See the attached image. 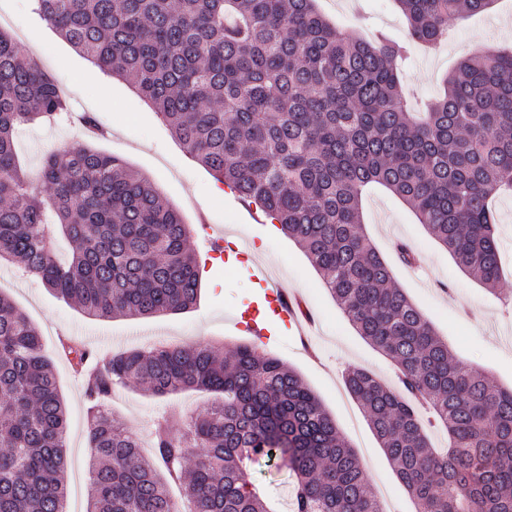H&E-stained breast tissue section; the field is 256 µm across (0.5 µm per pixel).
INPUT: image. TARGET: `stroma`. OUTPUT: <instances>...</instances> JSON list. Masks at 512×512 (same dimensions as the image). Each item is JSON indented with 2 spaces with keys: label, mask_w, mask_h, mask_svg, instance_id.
<instances>
[{
  "label": "stroma",
  "mask_w": 512,
  "mask_h": 512,
  "mask_svg": "<svg viewBox=\"0 0 512 512\" xmlns=\"http://www.w3.org/2000/svg\"><path fill=\"white\" fill-rule=\"evenodd\" d=\"M318 5L339 28L363 36L375 29L402 38L408 32L405 16L393 0H318ZM448 25L453 36L440 52L417 45L411 49L412 60L403 77L404 93L411 102L435 97L443 77L462 58L489 46L512 47V0H495L487 12L450 18ZM0 28L10 32L23 50L38 47L44 70L63 69L78 84L75 99L80 112L95 113L107 131L105 139L93 141L95 148L123 158L151 180L188 224L189 247L204 264L199 299L187 312L90 319L57 300L40 282L23 276L17 266L0 263V294L11 298L37 328L66 405L67 512H86L92 487L82 377L64 356L65 347L82 345L105 353L169 343L205 345L224 353L249 340L231 316L254 301V288L238 268L208 259L201 234L205 224L223 225L229 240L249 247L254 260L286 287L302 292L316 322L312 351H305L298 337L281 336L268 345V353L295 369L331 414L341 435L357 451L384 512H416L343 378L348 367L360 366L389 382L394 377L393 366L357 334L300 248L282 232L248 223L245 207L232 194L217 192L211 172L186 153L153 107L130 84L105 74L64 41L34 12L33 0H0ZM87 140L91 141L90 134L81 126L35 124L20 129L17 152L22 164L34 171L48 151ZM363 217L369 237L390 265L398 286L447 340L457 358L491 376L500 387L511 388L512 310L468 276L418 223L408 205L390 191L371 188ZM399 242L419 253L417 267L399 260L395 252ZM209 399V394L198 391L159 398L131 386L114 396L113 408L146 442L159 413L171 408L185 414L198 412Z\"/></svg>",
  "instance_id": "1"
}]
</instances>
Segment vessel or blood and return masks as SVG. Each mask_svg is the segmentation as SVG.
I'll use <instances>...</instances> for the list:
<instances>
[{
    "label": "vessel or blood",
    "mask_w": 512,
    "mask_h": 512,
    "mask_svg": "<svg viewBox=\"0 0 512 512\" xmlns=\"http://www.w3.org/2000/svg\"><path fill=\"white\" fill-rule=\"evenodd\" d=\"M202 230L203 239L211 256H218L227 261L232 256L238 255V247L226 241L223 226L206 224L203 225ZM246 270L258 300L237 315L238 325L251 332L263 344L268 343L272 336L278 334L303 338L310 336L311 325L301 322L287 289L272 276L270 270L256 261L247 264Z\"/></svg>",
    "instance_id": "1"
}]
</instances>
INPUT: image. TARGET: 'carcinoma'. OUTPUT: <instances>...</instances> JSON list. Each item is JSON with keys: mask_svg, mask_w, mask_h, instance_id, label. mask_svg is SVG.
Listing matches in <instances>:
<instances>
[{"mask_svg": "<svg viewBox=\"0 0 512 512\" xmlns=\"http://www.w3.org/2000/svg\"><path fill=\"white\" fill-rule=\"evenodd\" d=\"M412 40L436 49L448 18L494 0H396ZM40 17L101 70L130 82L188 154L295 241L398 387L344 376L416 512H512V389L458 361L399 288L364 231L362 197L403 199L457 265L502 283L495 199L512 193V51L461 61L420 116L400 74L410 44L341 30L316 0H36ZM71 104L0 29V262H17L95 318L191 309L199 270L181 215L120 157L87 145L33 174L14 137ZM70 252L60 258L53 226ZM71 354L85 375L92 450L87 512H269L251 466L291 472L292 512H382L357 453L284 361L253 343L224 360L202 346ZM215 394L203 413H165L152 455L110 409L121 388ZM448 433L431 448L422 410ZM67 417L28 318L0 295V512H66Z\"/></svg>", "mask_w": 512, "mask_h": 512, "instance_id": "obj_1", "label": "carcinoma"}]
</instances>
